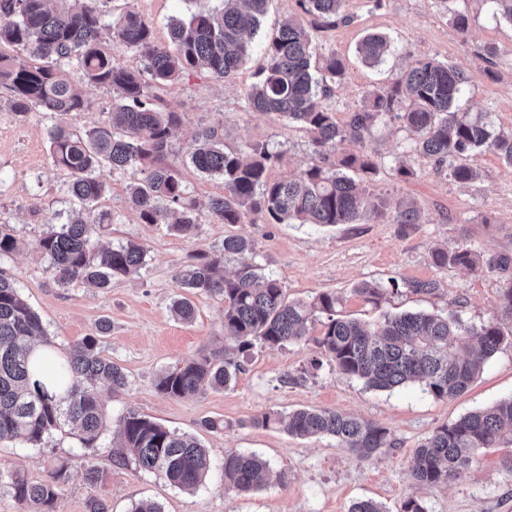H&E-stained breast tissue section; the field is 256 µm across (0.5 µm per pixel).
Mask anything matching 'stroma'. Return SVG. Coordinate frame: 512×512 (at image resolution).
I'll list each match as a JSON object with an SVG mask.
<instances>
[{"mask_svg": "<svg viewBox=\"0 0 512 512\" xmlns=\"http://www.w3.org/2000/svg\"><path fill=\"white\" fill-rule=\"evenodd\" d=\"M156 40L168 39V27L192 12L213 6L214 0H134ZM349 24L314 32V53L342 55L348 70L334 84L329 103L337 121H344L368 91L391 84L399 71L422 58H435L463 68L470 84L461 101L463 111L483 117L494 131L512 132V24L493 18L487 0H349ZM468 15V35H460L452 12ZM298 0H270L261 25L250 39L246 64L228 81L192 70L160 92L167 107L179 112L181 125L170 137L171 151L183 156L202 127L224 126V143L238 149L265 144L280 158L267 171L273 181L291 178L314 162L310 136L297 123L276 113L249 112L245 94L265 65V50L280 23L300 14ZM381 33L393 42V54L382 65L369 67L356 56L359 40ZM498 47L487 57L486 46ZM71 78L91 99L90 112L67 117L81 129L101 120L110 109L111 87L88 82L79 71ZM46 113L17 117L10 95L0 88V224L8 225L18 249L0 258V270L13 276L30 306L59 348L95 333L100 322L110 329L100 339L105 357L122 367L129 386L119 397H104L110 418L133 409L181 433L197 436L213 461L225 452L256 453L276 475L263 488L242 494L225 487L209 474L193 492H185L154 475L117 462L111 432H104L97 447L81 448L76 436L57 433L40 447L17 442L0 443V473L20 470L29 479L44 480L55 462L66 461L71 478L61 487L57 512H87L90 488L83 480L88 466L104 473L96 493L108 500L112 512H130L141 500L158 502L163 512H348L360 499L381 503L386 512H402L403 503L421 497L426 512H512V474L506 472L502 448L484 449L470 478L431 490H418L409 466L416 448L440 425L512 396V339L486 360L470 388L451 400L429 395L420 384L375 390L341 374L335 365L313 368L316 353L309 344L283 347L255 345L236 380L221 390H206L189 399L161 394L156 382L176 363L224 344V304L198 294L192 302V321L172 316L170 306L180 290L176 272L201 252L222 247L225 235L250 239L254 251L248 260L277 278L292 300L310 301L322 292L341 297V310L351 318L372 323L382 313H458L476 325L496 318L506 276L494 271H471L448 265L436 267L432 253L471 246L482 259L512 252V168L492 151L462 157V164L477 171L474 180L457 183L446 170L416 153L413 133L400 121L382 117L368 143L378 166L372 190L389 204L413 203L419 222L400 232L391 216L367 218L356 224H270L252 215L241 224H222L211 215L208 203L223 195L224 181L185 168L187 191L198 204L199 227L187 238L163 224L142 223L127 203L126 177L101 168L107 192L101 202L112 222L97 236L99 244L117 246L135 241L147 250L139 274L113 280L100 292L74 282L58 286L48 262L34 249L49 225L68 223L74 208L67 193L68 172L50 156ZM410 169V176L397 172ZM397 280V293L380 305L365 302L354 289L362 282L386 284ZM436 280L439 289L417 294L409 284ZM325 408L374 421L389 433L390 447L367 460L357 459L330 437L296 438L282 429L250 426L263 413L286 414L300 408ZM206 419L227 421L226 429L209 432Z\"/></svg>", "mask_w": 512, "mask_h": 512, "instance_id": "stroma-1", "label": "stroma"}]
</instances>
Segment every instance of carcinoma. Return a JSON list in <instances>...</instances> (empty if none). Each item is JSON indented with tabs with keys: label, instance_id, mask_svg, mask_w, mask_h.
Wrapping results in <instances>:
<instances>
[{
	"label": "carcinoma",
	"instance_id": "cac0c4a2",
	"mask_svg": "<svg viewBox=\"0 0 512 512\" xmlns=\"http://www.w3.org/2000/svg\"><path fill=\"white\" fill-rule=\"evenodd\" d=\"M217 2L187 21L173 22L168 41L158 43L149 24L130 6L106 26L103 0H0V86L9 91L17 116L33 110L50 115L51 158L69 172L68 192L80 207L68 223L51 228L35 243L58 285L79 281L104 291L112 280L136 274L146 265L143 245L128 241L103 247L96 240L98 228L112 223L111 213L98 207L106 194L105 183L96 175L103 165L129 176V202L143 223L165 224L186 236L198 227L197 204L188 196L182 176L186 164L223 178L224 195L209 204L223 224H241L254 214L271 224L321 225L356 224L385 215L387 200L370 190L377 164L368 140L378 118L386 114L417 135L414 147L419 154L439 167L448 165V176L456 182L475 176L468 165L450 164L459 156L491 150L512 167V134L496 133L487 122L460 111L458 102L469 76L461 67L435 59H419L391 85L369 91L346 123L338 124L328 100L332 84L346 76V61L333 52L313 64V34L296 17L281 25L268 46L267 64L246 93L245 104L253 112H278L303 125L311 134L316 163L294 178L271 181L267 169L278 154L260 144L226 148L222 123L198 131L186 159H170V137L181 115L166 108L158 90L190 70H205L218 80L233 78L249 55L246 33L259 26L269 0ZM346 2L299 0L303 12L318 19V28L351 22ZM105 27L112 33L109 41L101 37ZM391 47L388 36L369 33L358 42L356 54L365 64L378 66ZM122 48L142 53L146 73L117 62L115 51ZM73 69L117 94L105 118L84 130L65 121L70 112L93 110L90 99L70 80ZM347 142L358 150L344 151ZM393 223L404 233L419 223L418 214L400 205ZM16 249V238L1 224L0 257ZM253 249L245 237L226 236L218 252L196 255L195 262L175 274L184 292H204L224 302V347L163 372L157 382L162 394L190 399L200 395L205 384L214 390L227 387L257 342L283 346L311 341L339 372L370 388L419 382L434 398L448 400L469 388L481 364L506 340L503 323H512L511 279L501 293L497 318L480 326L456 313H386L377 331L341 314L334 292H322L311 302L289 300L279 280L249 262L240 263L231 275L219 273L224 261ZM432 259L438 267L499 272L512 268L511 256L483 263L464 244L451 252L436 250ZM354 292L376 306L387 288L365 282ZM171 313L189 322L195 309L181 297L172 302ZM319 316L321 330L313 337L309 328ZM109 329L104 321L97 334L57 351L16 279L0 271V441L37 447L54 432L68 430L77 432L81 447H97L108 421L102 391L115 397L128 387L121 367L102 355L100 336ZM249 424L279 426L301 438L330 436L360 459L390 446L386 428L334 410L264 413ZM112 441L122 448V464L184 490L198 487L215 468L224 475L225 485L239 493L260 489L271 474L269 462L255 453H227L217 465L196 437L134 410L112 426ZM509 447L512 397L437 427L415 450L410 475L420 489L445 486L467 478L481 450ZM69 478L67 463L60 462L42 481L15 471L3 484L19 512H55L58 491Z\"/></svg>",
	"mask_w": 512,
	"mask_h": 512
}]
</instances>
